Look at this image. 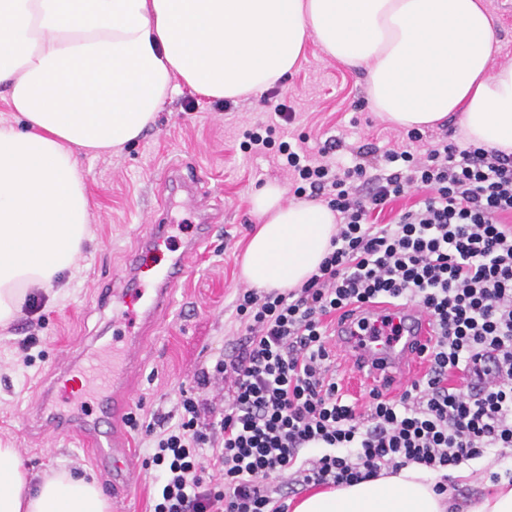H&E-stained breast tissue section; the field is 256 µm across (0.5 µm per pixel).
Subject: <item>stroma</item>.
<instances>
[{
    "label": "stroma",
    "mask_w": 512,
    "mask_h": 512,
    "mask_svg": "<svg viewBox=\"0 0 512 512\" xmlns=\"http://www.w3.org/2000/svg\"><path fill=\"white\" fill-rule=\"evenodd\" d=\"M367 74L326 57L308 44L295 69L279 84L276 102L291 105L296 117L291 138H307L316 146L342 139L335 156L352 165L353 149L372 143L385 148L398 127L382 120L367 103ZM270 111L260 98L244 97L224 104L176 87L157 119L135 142L104 154L81 155L90 198L91 241L76 259L68 285L58 295L41 294L35 313L21 312L10 327L0 326V443L17 448L29 470L44 474L68 468L94 475L104 494L112 492V477L98 471L87 449L71 437L47 429L28 431V406L39 384L66 356L82 361L97 358L100 338H112V312L99 309V295L111 293L123 258L151 224L171 225L166 256L180 253L195 237L201 222H209L208 247L178 289L166 323L149 333L141 368L131 378L133 416L139 426L130 439L136 463L148 450L139 427L151 414L172 411L193 375L228 351L240 326L234 301L246 283L239 262L255 228L250 197L269 182L286 187L288 175L277 160L281 133H274L273 150L249 153L247 134L263 124ZM199 173L198 206L189 210L183 195H168L164 170ZM293 200V192L285 194ZM35 337L31 362H23L19 342ZM512 465V448L485 455L477 473L458 477L454 485L465 499L492 492L488 475Z\"/></svg>",
    "instance_id": "1"
}]
</instances>
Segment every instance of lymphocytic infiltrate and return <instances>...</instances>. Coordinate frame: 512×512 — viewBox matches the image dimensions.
Listing matches in <instances>:
<instances>
[{"label": "lymphocytic infiltrate", "mask_w": 512, "mask_h": 512, "mask_svg": "<svg viewBox=\"0 0 512 512\" xmlns=\"http://www.w3.org/2000/svg\"><path fill=\"white\" fill-rule=\"evenodd\" d=\"M337 141L314 153L282 143L297 196L337 214L331 252L286 292L235 300L244 334L199 369L145 436L162 479L152 512H288L293 486H336L415 462L438 473L512 447V154L411 130L383 164L341 168ZM423 195L372 223L411 189ZM375 302L434 318L427 371L399 398L365 407L331 369L329 320Z\"/></svg>", "instance_id": "1"}]
</instances>
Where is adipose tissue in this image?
<instances>
[{"mask_svg": "<svg viewBox=\"0 0 512 512\" xmlns=\"http://www.w3.org/2000/svg\"><path fill=\"white\" fill-rule=\"evenodd\" d=\"M365 69L374 112L421 130L455 115L463 139L512 153V64L484 0H0V326L31 289L62 287L91 239L79 157L135 141L174 80L197 94H258L291 72L308 42ZM269 183L251 197L258 224L241 263L251 286H301L330 249L336 214L285 201ZM434 477L393 475L311 491L292 512H449ZM0 512H110L96 482L30 473L0 446Z\"/></svg>", "mask_w": 512, "mask_h": 512, "instance_id": "adipose-tissue-1", "label": "adipose tissue"}]
</instances>
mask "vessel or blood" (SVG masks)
Returning a JSON list of instances; mask_svg holds the SVG:
<instances>
[{"label":"vessel or blood","mask_w":512,"mask_h":512,"mask_svg":"<svg viewBox=\"0 0 512 512\" xmlns=\"http://www.w3.org/2000/svg\"><path fill=\"white\" fill-rule=\"evenodd\" d=\"M169 227L152 224L135 250L125 260L123 287L112 298L102 299L101 307L112 310L114 327H121L131 311H138L143 331L158 329L169 316L175 293L192 272V260L210 237L208 226H201L183 253L163 264L160 255L168 239ZM375 327H396L395 339L370 340L359 328L360 322ZM435 340L431 315L418 306H393L387 303L360 308L350 317L337 319L334 328L336 350L345 357L359 382H374L398 387L420 377L426 369V353ZM120 361L103 359L89 366L86 383L99 389L97 422L88 423L50 407L51 399L69 401L79 397V390L66 386L65 379L77 371V359L54 367L52 379L39 394L30 421L35 430L47 427L68 433L92 452L97 464L112 471V490L116 495H130L138 486L140 473L131 461V444L123 424L131 408V377L142 364V334L122 339Z\"/></svg>","instance_id":"1"}]
</instances>
